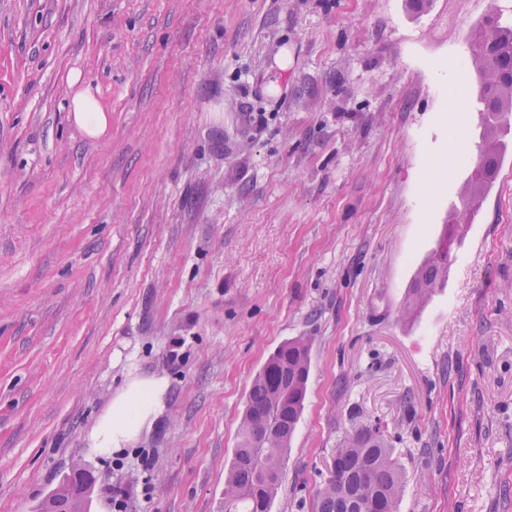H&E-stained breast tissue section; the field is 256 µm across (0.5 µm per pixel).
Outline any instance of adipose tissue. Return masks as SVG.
<instances>
[{"mask_svg":"<svg viewBox=\"0 0 512 512\" xmlns=\"http://www.w3.org/2000/svg\"><path fill=\"white\" fill-rule=\"evenodd\" d=\"M68 84L73 88L69 110L75 124L89 137L97 138L105 134L108 113L92 82L83 79L81 73L74 72L69 75ZM165 391L163 378H130L92 431L90 439L94 447L103 450L125 447L138 435L150 416L156 413Z\"/></svg>","mask_w":512,"mask_h":512,"instance_id":"1","label":"adipose tissue"}]
</instances>
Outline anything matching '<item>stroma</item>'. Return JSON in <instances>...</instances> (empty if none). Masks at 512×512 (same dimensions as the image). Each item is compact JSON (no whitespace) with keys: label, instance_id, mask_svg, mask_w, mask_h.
Wrapping results in <instances>:
<instances>
[{"label":"stroma","instance_id":"obj_1","mask_svg":"<svg viewBox=\"0 0 512 512\" xmlns=\"http://www.w3.org/2000/svg\"><path fill=\"white\" fill-rule=\"evenodd\" d=\"M496 8L0 0V512H36L75 466L87 512H112L108 485L126 512H224L251 381L297 336L308 391L272 512H313L360 420L404 468L400 512H512V153L447 288L399 312L464 191L449 128L479 125L470 34ZM74 71L110 112L100 138L68 112ZM136 375L167 379L162 413L97 452Z\"/></svg>","mask_w":512,"mask_h":512}]
</instances>
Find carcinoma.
Listing matches in <instances>:
<instances>
[{
	"label": "carcinoma",
	"instance_id": "1",
	"mask_svg": "<svg viewBox=\"0 0 512 512\" xmlns=\"http://www.w3.org/2000/svg\"><path fill=\"white\" fill-rule=\"evenodd\" d=\"M471 66L479 77L477 110L482 142L492 143L484 164L465 179L457 228L466 230L467 211L482 204L501 157L502 115L512 111V22L488 16L471 34ZM448 230L418 267L406 289L402 316L418 315L432 295L448 282ZM310 371V340L298 336L280 344L254 376L239 440L224 475V512H271L288 447L300 422ZM402 467L379 428L352 427L336 442L330 475L315 496V512H343L353 500L356 512H399Z\"/></svg>",
	"mask_w": 512,
	"mask_h": 512
}]
</instances>
